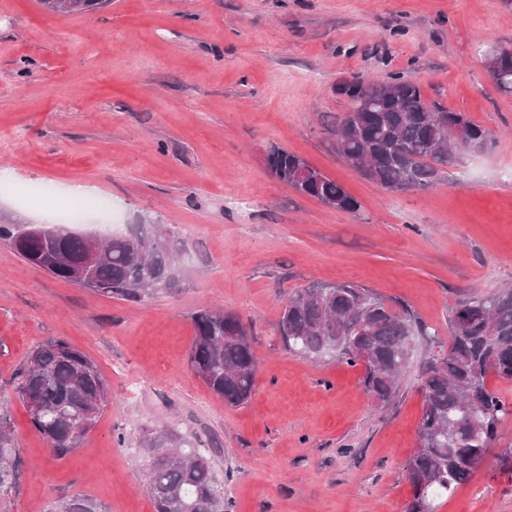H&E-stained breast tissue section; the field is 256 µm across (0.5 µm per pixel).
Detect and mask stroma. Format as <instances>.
<instances>
[{"label": "stroma", "mask_w": 512, "mask_h": 512, "mask_svg": "<svg viewBox=\"0 0 512 512\" xmlns=\"http://www.w3.org/2000/svg\"><path fill=\"white\" fill-rule=\"evenodd\" d=\"M512 49V0H110L60 17L0 0V224H62L67 184L109 199L113 231L170 230L169 288L130 303L57 279L0 243V396L17 481L0 512H50L74 496L105 512H154L155 443L211 457L231 512H403L418 446L417 362L448 338L451 307L512 285V95L483 51ZM400 73L488 129L424 191L389 193L345 165L332 130L337 84ZM306 158L359 203L330 209L282 182L267 154ZM353 281L402 301L430 328L392 401L362 367L288 352V295ZM235 314L259 360L244 404L192 371L193 316ZM96 364L110 399L68 455H53L13 393L40 343ZM512 417L484 463L437 512H512Z\"/></svg>", "instance_id": "stroma-1"}]
</instances>
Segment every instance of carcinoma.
Masks as SVG:
<instances>
[{
	"mask_svg": "<svg viewBox=\"0 0 512 512\" xmlns=\"http://www.w3.org/2000/svg\"><path fill=\"white\" fill-rule=\"evenodd\" d=\"M498 88L512 94V53L485 52ZM352 101L334 130L336 151L367 181L389 192L424 190L437 182L439 167L453 156L451 140L480 148L489 131L463 112L427 98L413 81L393 74L384 82L348 81L337 88ZM267 162L297 192L339 211L354 213L358 201L305 158L273 147ZM0 242L25 261L40 266L60 254L52 275L71 281L72 269L87 253L84 238L68 228L50 242L24 241L15 224H0ZM175 254L161 233L136 231L109 238L95 273L96 290L129 302L169 284ZM190 350L193 371L224 402L241 405L255 389L257 360L241 321L233 314L202 310L194 315ZM448 358L440 369L423 363L419 387L423 404L419 447L405 465L413 497L404 512H419L424 495L441 499L466 484L497 439L500 423L512 415V402L488 387V378L512 381V287L476 293L458 303L448 317ZM278 334L289 350L312 359L335 355L364 367L362 384L375 401L386 403L407 369L406 350L428 327L403 303L354 282L332 284L322 295L302 288L288 298ZM13 390L29 412L32 429L64 456L81 443L109 398V385L95 363L62 339L41 343L16 373ZM148 491L156 512H230L213 480L209 459L195 448H158ZM12 426L0 413V492L12 489L17 472ZM55 512H104L94 500L73 497Z\"/></svg>",
	"mask_w": 512,
	"mask_h": 512,
	"instance_id": "cac0c4a2",
	"label": "carcinoma"
}]
</instances>
